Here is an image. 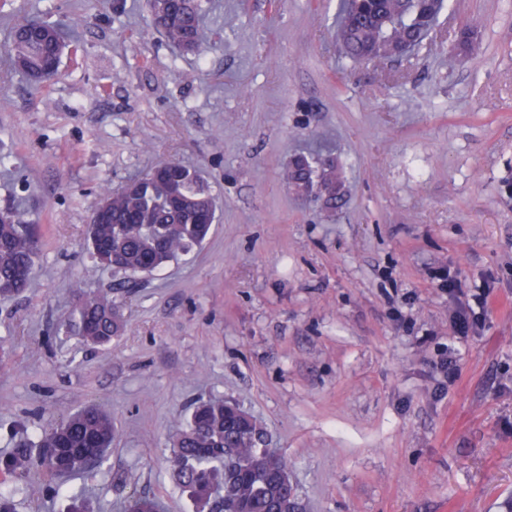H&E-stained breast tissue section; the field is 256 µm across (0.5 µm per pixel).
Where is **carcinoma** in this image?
I'll list each match as a JSON object with an SVG mask.
<instances>
[{
	"instance_id": "carcinoma-1",
	"label": "carcinoma",
	"mask_w": 512,
	"mask_h": 512,
	"mask_svg": "<svg viewBox=\"0 0 512 512\" xmlns=\"http://www.w3.org/2000/svg\"><path fill=\"white\" fill-rule=\"evenodd\" d=\"M444 0H344L337 28L341 50L349 61L395 60L405 47L415 51L436 25ZM153 26L175 48L200 45L199 0H149ZM67 46L65 27L30 17L13 27L6 48L12 65L33 84L48 57L61 61ZM289 187L307 194L328 189L324 206L336 208L340 174L336 163L294 156L284 172ZM98 222L87 225L92 254L105 267L125 275L151 274L199 247L212 225L202 216L216 207L197 171L167 163L164 177L145 174L131 190L104 196ZM39 241L28 224L0 223V297L26 291L31 284ZM75 323L83 339L106 347L124 326L123 311L111 290L79 292ZM112 416L90 403L42 432L32 455L17 448L0 458L7 471L39 470L48 477L84 471L100 462L112 445ZM175 480L200 506L198 512H298L288 461L270 460L264 430L238 405L209 400L194 407L169 457ZM156 500L135 494L125 512H157Z\"/></svg>"
}]
</instances>
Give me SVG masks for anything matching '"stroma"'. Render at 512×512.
Here are the masks:
<instances>
[{
	"label": "stroma",
	"instance_id": "obj_1",
	"mask_svg": "<svg viewBox=\"0 0 512 512\" xmlns=\"http://www.w3.org/2000/svg\"><path fill=\"white\" fill-rule=\"evenodd\" d=\"M201 5L182 54L146 0H0V209L42 240L28 290L0 298V456L88 403L115 424L95 468L0 489L15 512L73 492L85 512L140 493L194 512L167 459L213 399L263 425L302 512H512V0H449L417 54L381 64L343 59L338 0ZM28 16L82 45L45 87L4 52ZM325 151L333 213L283 179ZM168 161L207 181L209 237L149 275L101 267L84 234L103 193ZM452 279L486 298L464 338ZM78 288L121 305L111 346L68 325Z\"/></svg>",
	"mask_w": 512,
	"mask_h": 512
}]
</instances>
